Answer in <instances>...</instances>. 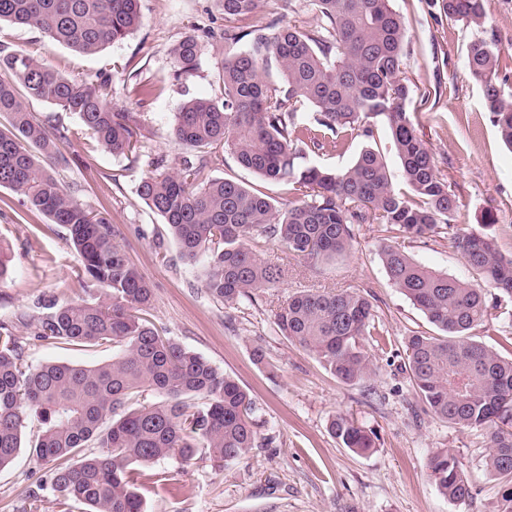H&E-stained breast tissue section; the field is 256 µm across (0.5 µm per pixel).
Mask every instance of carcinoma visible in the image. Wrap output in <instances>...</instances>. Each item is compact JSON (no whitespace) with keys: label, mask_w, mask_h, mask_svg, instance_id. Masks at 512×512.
I'll return each instance as SVG.
<instances>
[{"label":"carcinoma","mask_w":512,"mask_h":512,"mask_svg":"<svg viewBox=\"0 0 512 512\" xmlns=\"http://www.w3.org/2000/svg\"><path fill=\"white\" fill-rule=\"evenodd\" d=\"M315 25H284L258 15L260 0H219L224 43L245 48L224 54L218 100L195 98L176 114L172 136L192 150L165 176H147L140 198L168 226L180 257L203 264L211 296L234 305L261 288H276L284 270L259 257L249 242L263 236L295 257L317 262L350 250L355 224H384L424 239L444 234L475 275L460 281L430 270L384 244L389 280L440 332L414 334L406 344L416 396L435 417L462 428L489 430L488 467L504 482L501 512H512V358L470 339L491 317L512 313V258L486 234L455 230L457 201L433 151L404 111L412 87L403 77L405 18L391 0H306ZM451 19L480 27L483 0H438ZM38 30L49 41L93 55L132 35L142 23L140 0H0V23ZM195 35L171 50L177 75L197 69ZM483 87L488 112L512 149V99L504 96L498 51L481 39L467 55ZM108 81L76 79L25 50L0 52V188L63 227L80 261L78 278L95 296L49 299L39 313L17 319L55 344L112 345V360L83 366L47 362L28 366L18 338L0 324V470L24 447L28 419L41 423L32 453L55 462L53 490L85 512H147L131 465L169 457L188 460L206 448L219 463L258 447V408L231 377L199 354L157 333L141 311L152 300L149 280L115 241L112 222L79 203L52 174L69 134L37 121L28 100L78 113L84 127L115 156L139 154L133 112H118ZM317 112L315 128L296 113ZM385 122L410 190L394 188L388 165L363 150L343 170L300 167L308 148L322 149L357 131L373 134ZM229 152L238 164L284 187L283 202L212 171ZM495 289L486 295L482 284ZM278 331L314 353L344 384L371 372L361 340L375 335V310L357 289H304L274 314ZM160 400L146 403V389ZM331 433L356 454L374 447L348 415ZM91 448L93 452L86 453ZM431 476L453 502L470 496L455 456L439 452Z\"/></svg>","instance_id":"carcinoma-1"}]
</instances>
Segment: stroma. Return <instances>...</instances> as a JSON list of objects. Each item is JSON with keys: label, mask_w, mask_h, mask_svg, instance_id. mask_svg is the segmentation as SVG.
<instances>
[{"label": "stroma", "mask_w": 512, "mask_h": 512, "mask_svg": "<svg viewBox=\"0 0 512 512\" xmlns=\"http://www.w3.org/2000/svg\"><path fill=\"white\" fill-rule=\"evenodd\" d=\"M407 20L403 72L414 86L405 110L430 147L458 202L457 228L493 237L512 256V150L500 141L484 106L480 83L467 67L470 44L495 42L503 86L512 98V0H485L483 26L441 14L435 0H392ZM140 28L123 42L93 55L49 43L33 28L0 25V48L42 56L69 77L112 80L114 107L137 113L143 149L138 158L113 156L83 127L77 113L41 100L29 110L49 127L74 131L54 166L57 180L94 213L111 219L129 260L150 281L153 299L146 317L161 336L181 344L231 376L258 407L267 446L238 462L222 465L208 449L189 461L165 459L141 466L139 492L148 512H499L502 481L486 466L488 436L460 428L423 411L404 367L405 343L418 332L436 329L389 280L379 255L383 225L357 224L351 250L335 260L309 264L284 245L258 238L252 249L279 264L285 281L264 288L233 306L209 295L201 267L184 263L161 217L138 195L149 175L172 172L185 154L170 134L188 100L217 98L224 64V16L217 0H140ZM188 35L199 36V66L174 77L171 48ZM154 88L137 99L136 84ZM386 160L392 181L403 187L400 161L387 126L376 123L372 137L352 135L335 148L306 152L299 163L341 170L364 148ZM400 248L419 264L464 281L472 272L448 239L406 235ZM0 246L9 274L0 282V323L10 325L28 364L47 361L91 366L111 359L108 346L50 345L33 328L17 323L43 296L88 298L77 278L78 260L65 230L17 202L0 188ZM354 288L374 299L379 333L365 337L374 373L356 385L339 382L308 350L282 336L273 316L303 289ZM262 347L265 364L252 359ZM351 415L373 438L375 449L360 456L329 431L333 418ZM451 451L471 495L456 503L443 496L430 460ZM54 462L21 450L0 470V512H84L62 502L52 489Z\"/></svg>", "instance_id": "1"}]
</instances>
